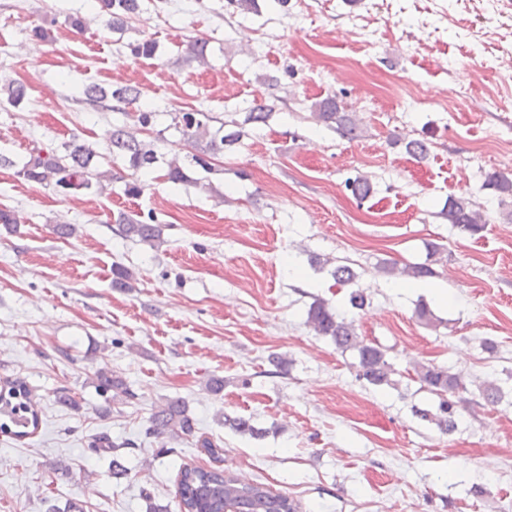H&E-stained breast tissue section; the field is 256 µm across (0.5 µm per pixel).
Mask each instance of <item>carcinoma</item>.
Masks as SVG:
<instances>
[{
    "label": "carcinoma",
    "mask_w": 512,
    "mask_h": 512,
    "mask_svg": "<svg viewBox=\"0 0 512 512\" xmlns=\"http://www.w3.org/2000/svg\"><path fill=\"white\" fill-rule=\"evenodd\" d=\"M99 18L112 32H121L129 20L139 15L142 0H94ZM208 43L202 39H192L186 47L188 57L201 63L206 62ZM79 100L93 109H106L113 112H127L135 108L134 117L144 129L154 125L155 111L137 106L140 93L131 86L115 85L103 87L95 83L77 87ZM27 98V86L15 79H0V104L7 103L13 108L20 107ZM170 127L178 131L182 138L199 148L200 154L192 156V161L202 170L215 171L211 160L224 154V149L239 143L245 132L239 123L231 121L235 130L224 132L226 123L213 127L214 117L198 109L189 111L174 109L169 113ZM315 117L326 126L333 128L343 138L353 141L362 133L360 121L353 115L339 110L336 100L327 98L316 106ZM165 141L164 131L143 140L131 135L123 126L112 127L107 144L108 154H103L91 143L73 141L63 147V151L43 152L34 150L26 157L13 160L0 153V165L16 168V174L23 180L45 187H53L62 194L94 187L104 189L103 178L119 179L101 170L102 160L112 158L128 164L132 177L125 181L124 192L128 196H138L143 191L141 178L148 177L159 168L161 154L158 143ZM164 178L173 184H190L191 178L178 158L166 162ZM352 193L360 200L372 193L368 178L358 177L347 181ZM484 186L498 195L512 197V178L503 174H491L486 177ZM448 223L462 232L471 235L483 229L485 216L473 207L464 197L448 202V210L442 212ZM122 232L129 238L157 248L162 243L163 225L149 214L137 219L127 214L118 218ZM382 271L388 274L399 273L413 278H427L435 274L429 263L406 265L402 268L395 263L386 262ZM307 324L318 336L331 339L336 348L346 352L357 351L355 363L356 377L363 383L379 387L390 384V375L394 372L392 364L386 358V350L367 342L358 336L354 321L333 311L322 299H316L307 312ZM421 387L427 389L438 399L437 411L417 409L415 414L421 419L435 424L447 433L457 427L454 402L449 396L463 388L461 377L448 368L437 365H423L414 368ZM101 387L115 391L128 399L135 397L124 381L116 376L99 374ZM0 414H4L18 426L32 424L38 426V412L32 410L30 390L20 381H4L0 385ZM224 425L242 435L256 436L259 430L251 421L241 417H224ZM195 434V420L189 414L187 405L180 400H170L156 410L150 417V425L145 435L156 438L166 436L171 439L190 437ZM129 447V443L117 444L106 432H100L93 439V448L97 453L111 456L112 474L125 472L120 450ZM179 507L183 512H224V504L231 503L237 512H297V506L287 495L275 493L258 484H243L233 475L219 469L184 465L180 468L177 482Z\"/></svg>",
    "instance_id": "1"
}]
</instances>
